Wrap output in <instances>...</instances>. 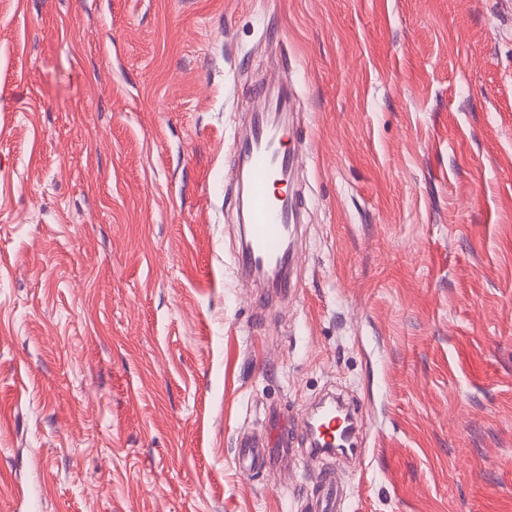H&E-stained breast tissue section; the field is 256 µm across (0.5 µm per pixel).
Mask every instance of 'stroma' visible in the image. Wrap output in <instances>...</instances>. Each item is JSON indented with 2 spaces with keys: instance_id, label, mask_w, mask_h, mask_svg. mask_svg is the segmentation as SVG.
I'll return each mask as SVG.
<instances>
[{
  "instance_id": "1",
  "label": "stroma",
  "mask_w": 512,
  "mask_h": 512,
  "mask_svg": "<svg viewBox=\"0 0 512 512\" xmlns=\"http://www.w3.org/2000/svg\"><path fill=\"white\" fill-rule=\"evenodd\" d=\"M296 91L293 297L224 178ZM358 401L361 463L240 468ZM512 512V8L0 0V512ZM288 428L287 435L285 431ZM292 428L275 411L270 413V430L267 439L242 440L237 448L238 457L242 460H249L250 464H261L264 466H277L288 464L290 461V449L288 443H292L289 437V430ZM313 510L315 512H335L336 509V485L331 476L322 481L321 489L314 495Z\"/></svg>"
}]
</instances>
